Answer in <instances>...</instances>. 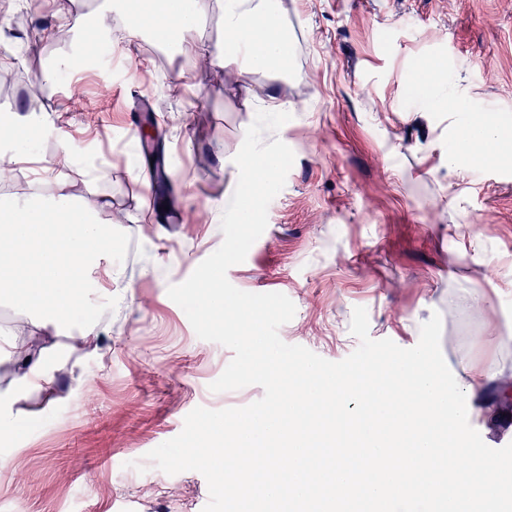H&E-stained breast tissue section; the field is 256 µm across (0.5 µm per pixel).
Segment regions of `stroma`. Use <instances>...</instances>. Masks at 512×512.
Returning a JSON list of instances; mask_svg holds the SVG:
<instances>
[{
	"label": "stroma",
	"instance_id": "stroma-1",
	"mask_svg": "<svg viewBox=\"0 0 512 512\" xmlns=\"http://www.w3.org/2000/svg\"><path fill=\"white\" fill-rule=\"evenodd\" d=\"M291 36L285 74L255 76L287 102L291 119L277 134L295 154L286 184L268 208L264 233L227 277L250 293L279 292L296 307L279 329L288 344L338 362L359 345L350 332L365 307L372 339L414 347L421 325L440 314V347L457 382L493 371L468 412L488 446L512 435V410L492 398L512 394V160L448 166V140L461 111L493 106L512 138V0H278ZM27 13L30 28L0 31V67L25 70L0 112L18 138L41 146L32 163L48 168L75 197H98L113 223L112 263L119 275L104 293L98 275L76 292L73 309L94 311L96 333L72 340L80 322L34 323L20 305L0 301V338L32 357L53 356L49 390L24 394L0 433V512H202L207 482L196 471L168 475L142 460L178 435L195 407L225 409L262 398L261 386L213 392L233 357L198 338L167 295L223 241L221 216L238 179L233 158L255 115L224 70L189 68L183 54L148 51L144 36H114L115 56L54 43L57 25L44 0H0V16ZM76 59L72 83L30 70L36 58ZM440 60L443 82L461 110L424 105L414 67ZM109 96H102V89ZM166 97L155 113L160 154L171 174L180 224L154 223L144 185L150 160L130 132L132 89ZM93 107L79 112L72 94ZM74 162L57 163L61 139ZM108 163V177L94 176Z\"/></svg>",
	"mask_w": 512,
	"mask_h": 512
}]
</instances>
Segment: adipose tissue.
I'll return each instance as SVG.
<instances>
[{
	"mask_svg": "<svg viewBox=\"0 0 512 512\" xmlns=\"http://www.w3.org/2000/svg\"><path fill=\"white\" fill-rule=\"evenodd\" d=\"M222 40H195L197 19L208 0H122L130 33L149 24L155 40H179L190 63L210 65L246 78L288 65V35L272 0H217ZM469 137L453 140L449 166L460 160L494 163L512 156V140L479 116L468 118ZM97 202L78 199L59 180L48 199L32 197L0 206V291L38 318L65 317L74 289L83 287L100 255L112 251V227L98 222Z\"/></svg>",
	"mask_w": 512,
	"mask_h": 512,
	"instance_id": "adipose-tissue-1",
	"label": "adipose tissue"
}]
</instances>
